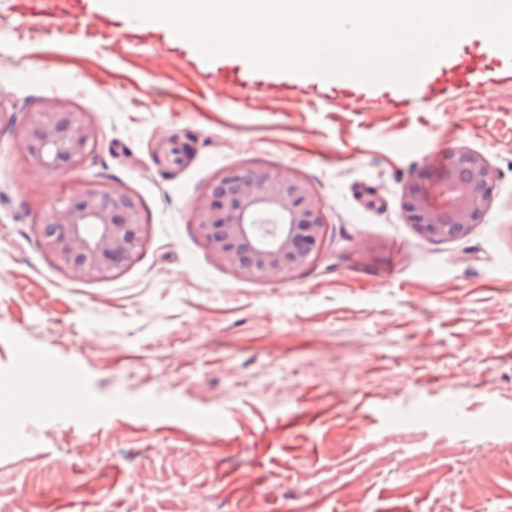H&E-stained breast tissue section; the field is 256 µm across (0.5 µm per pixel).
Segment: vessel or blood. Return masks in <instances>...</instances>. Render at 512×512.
<instances>
[{
  "label": "vessel or blood",
  "instance_id": "1",
  "mask_svg": "<svg viewBox=\"0 0 512 512\" xmlns=\"http://www.w3.org/2000/svg\"><path fill=\"white\" fill-rule=\"evenodd\" d=\"M447 60L446 66L430 67L410 90L391 84L375 92L367 84L347 78L338 79L335 87L343 99H355L375 92L386 98L388 105L404 107L413 102L429 103L438 97L452 95L478 79L512 80V56L488 42L461 39ZM210 77L243 86L264 84L273 92L300 91L306 87L301 76L292 74L283 81L271 72L252 71L232 56L225 57L223 69L211 72Z\"/></svg>",
  "mask_w": 512,
  "mask_h": 512
}]
</instances>
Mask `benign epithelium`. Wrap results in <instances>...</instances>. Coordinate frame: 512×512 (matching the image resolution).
<instances>
[{"mask_svg": "<svg viewBox=\"0 0 512 512\" xmlns=\"http://www.w3.org/2000/svg\"><path fill=\"white\" fill-rule=\"evenodd\" d=\"M99 129L84 112L55 101L27 113L20 142L29 165L53 175L85 164ZM500 174L480 152L459 145L443 164L404 184L400 214L418 236L462 240L486 221ZM212 255L238 276L290 281L321 257L328 223L310 183L290 173L247 167L219 174L193 205ZM44 251L73 279L120 271L140 253L145 224L136 200L114 182L89 181L36 225Z\"/></svg>", "mask_w": 512, "mask_h": 512, "instance_id": "1", "label": "benign epithelium"}]
</instances>
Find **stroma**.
<instances>
[{
    "instance_id": "stroma-1",
    "label": "stroma",
    "mask_w": 512,
    "mask_h": 512,
    "mask_svg": "<svg viewBox=\"0 0 512 512\" xmlns=\"http://www.w3.org/2000/svg\"><path fill=\"white\" fill-rule=\"evenodd\" d=\"M67 2L0 0V107L52 99L100 130L85 168L46 175L0 124V377L78 409L13 413L0 512H512V82L404 108L319 76L224 85L166 24ZM460 144L501 174L487 221L423 240L403 185ZM244 166L303 176L326 215L289 282L238 278L192 222ZM94 176L135 197L146 239L77 281L35 226Z\"/></svg>"
}]
</instances>
